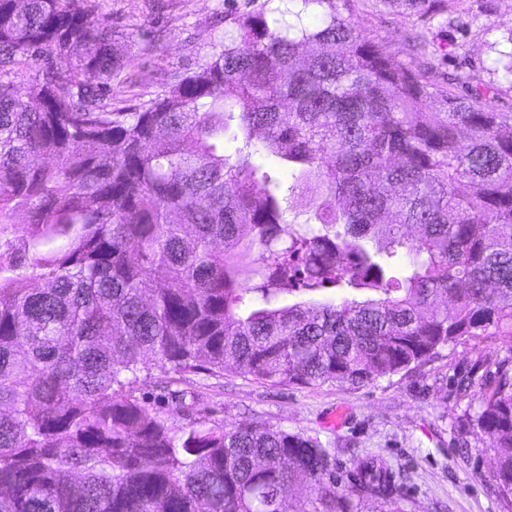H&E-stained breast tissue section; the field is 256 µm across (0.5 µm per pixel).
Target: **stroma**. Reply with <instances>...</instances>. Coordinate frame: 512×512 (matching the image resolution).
<instances>
[{
    "label": "stroma",
    "instance_id": "obj_1",
    "mask_svg": "<svg viewBox=\"0 0 512 512\" xmlns=\"http://www.w3.org/2000/svg\"><path fill=\"white\" fill-rule=\"evenodd\" d=\"M263 0H100L113 27L133 43L153 37L151 55L134 53L112 93L116 108H134L161 94L171 74L187 73L224 34V8L259 9ZM353 21L383 50L416 60L429 83L466 97L493 85L488 104L512 112V81L495 71L499 51L512 49V0H348ZM469 74L468 87L456 77ZM502 341L448 346L432 361L359 386L271 385L236 372L157 378L139 392L148 410L174 428L208 417L227 424L265 421L319 438L336 451V473L350 478L359 458L378 455L401 484L403 512H503L493 453L470 421L484 390L488 362L505 356ZM184 394L188 414L173 410ZM342 420L331 425V413Z\"/></svg>",
    "mask_w": 512,
    "mask_h": 512
}]
</instances>
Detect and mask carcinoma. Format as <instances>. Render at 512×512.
<instances>
[{
	"label": "carcinoma",
	"mask_w": 512,
	"mask_h": 512,
	"mask_svg": "<svg viewBox=\"0 0 512 512\" xmlns=\"http://www.w3.org/2000/svg\"><path fill=\"white\" fill-rule=\"evenodd\" d=\"M73 2L0 0V512L395 504L382 457L346 485L316 437L176 431L136 388L155 370L361 385L480 337L509 345L472 422L512 512V113L492 87L457 97L336 0H280L298 22L226 12L194 71L114 110L129 35Z\"/></svg>",
	"instance_id": "carcinoma-1"
}]
</instances>
